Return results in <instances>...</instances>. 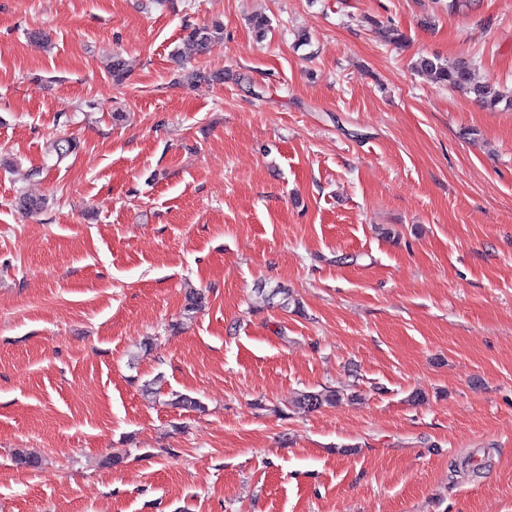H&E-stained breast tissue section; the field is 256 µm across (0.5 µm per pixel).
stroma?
Segmentation results:
<instances>
[{"label":"stroma","instance_id":"35a3bbf8","mask_svg":"<svg viewBox=\"0 0 512 512\" xmlns=\"http://www.w3.org/2000/svg\"><path fill=\"white\" fill-rule=\"evenodd\" d=\"M422 55L512 96V0H0V512H512V109ZM224 39V28L220 24L203 25L193 28L187 42L197 50H207ZM414 68L436 84L464 91L483 107L496 108L503 101L505 107H512V97L506 98L494 92L491 85L476 80L474 64L469 60L442 61L422 55L414 62ZM341 400L338 391L325 387L320 391H300L297 392L291 401V405L299 412H312L320 409L324 405H333Z\"/></svg>","mask_w":512,"mask_h":512}]
</instances>
